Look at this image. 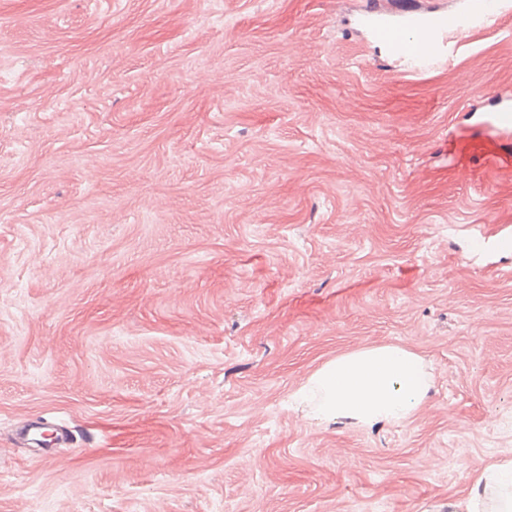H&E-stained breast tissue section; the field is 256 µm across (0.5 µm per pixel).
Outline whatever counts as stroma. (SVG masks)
<instances>
[{
    "label": "stroma",
    "instance_id": "stroma-1",
    "mask_svg": "<svg viewBox=\"0 0 512 512\" xmlns=\"http://www.w3.org/2000/svg\"><path fill=\"white\" fill-rule=\"evenodd\" d=\"M366 0H0V512H448L512 459V16L408 71ZM392 344L398 425L301 383ZM45 424L41 444L21 432ZM487 124L501 135L512 132V99L498 97L493 111L488 116ZM471 241L477 252L486 250L490 245H494L502 251L512 250V234L509 232H504L497 239L491 241L482 231L477 230L471 234ZM432 387L420 354L381 344L327 361L305 380L299 394L309 419L372 428L409 420Z\"/></svg>",
    "mask_w": 512,
    "mask_h": 512
}]
</instances>
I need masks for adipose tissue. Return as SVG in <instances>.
<instances>
[{
	"label": "adipose tissue",
	"mask_w": 512,
	"mask_h": 512,
	"mask_svg": "<svg viewBox=\"0 0 512 512\" xmlns=\"http://www.w3.org/2000/svg\"><path fill=\"white\" fill-rule=\"evenodd\" d=\"M432 387L420 354L381 344L327 361L299 394L309 419L371 428L409 420ZM448 512H512V459L479 466L469 497L449 503Z\"/></svg>",
	"instance_id": "ef3b65f1"
}]
</instances>
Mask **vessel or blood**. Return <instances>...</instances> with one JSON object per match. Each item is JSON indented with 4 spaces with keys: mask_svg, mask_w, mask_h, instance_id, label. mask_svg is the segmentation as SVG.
<instances>
[{
    "mask_svg": "<svg viewBox=\"0 0 512 512\" xmlns=\"http://www.w3.org/2000/svg\"><path fill=\"white\" fill-rule=\"evenodd\" d=\"M512 13V0H461L459 8L448 11L422 12L408 9L400 16L383 15L374 5H366L362 27L375 41L391 50L410 69H421L446 58L449 37H463L479 29L495 15ZM487 123L502 135L512 133V99L498 98ZM475 251L494 246L503 251L512 250V234L505 232L490 239L482 231L471 235Z\"/></svg>",
    "mask_w": 512,
    "mask_h": 512,
    "instance_id": "1",
    "label": "vessel or blood"
}]
</instances>
